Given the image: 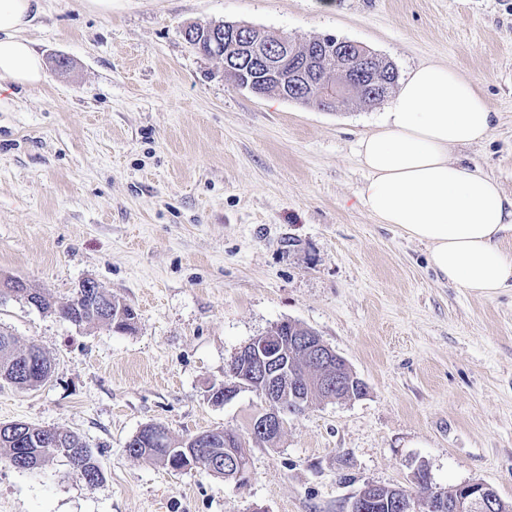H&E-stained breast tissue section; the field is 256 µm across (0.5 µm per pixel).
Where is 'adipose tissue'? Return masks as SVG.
Returning <instances> with one entry per match:
<instances>
[{
    "label": "adipose tissue",
    "instance_id": "adipose-tissue-1",
    "mask_svg": "<svg viewBox=\"0 0 512 512\" xmlns=\"http://www.w3.org/2000/svg\"><path fill=\"white\" fill-rule=\"evenodd\" d=\"M42 0H0V77L39 87L45 61L25 33ZM496 114L477 81L421 63L391 97L378 130L358 141L367 177L359 202L379 224L395 225L426 246L432 270L468 294L493 298L512 289V198L480 168L451 161L457 147L487 140Z\"/></svg>",
    "mask_w": 512,
    "mask_h": 512
}]
</instances>
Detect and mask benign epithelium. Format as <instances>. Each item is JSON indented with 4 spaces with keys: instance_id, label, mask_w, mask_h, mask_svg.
I'll list each match as a JSON object with an SVG mask.
<instances>
[{
    "instance_id": "obj_1",
    "label": "benign epithelium",
    "mask_w": 512,
    "mask_h": 512,
    "mask_svg": "<svg viewBox=\"0 0 512 512\" xmlns=\"http://www.w3.org/2000/svg\"><path fill=\"white\" fill-rule=\"evenodd\" d=\"M224 34V42L231 53L225 56L224 76L236 86L255 94L262 90L254 85V76L240 67V62L250 60L258 66L267 83L276 87L280 97H300L299 88L310 82L316 71L309 66L324 55L323 45L309 46L305 58L296 67L285 69L278 58L288 54L290 43L283 35L249 25L232 22L214 23L206 27L188 26L183 35L187 42L203 48L208 42L218 45L217 33ZM322 99L332 103L350 96L357 83L353 61H344L336 70L319 79ZM77 301L87 308L102 307V302L112 301V296L102 293L99 286L90 280L83 282L76 295ZM297 351L317 369L316 376L302 379L283 366V357L288 350ZM231 381L224 382L220 390L227 402L243 389L254 391L262 399L264 407L253 421L252 433L279 438L286 426L284 403L288 399L300 404L315 389L322 390L329 400L351 397L345 386L357 382L346 360L328 346L322 338L310 333L299 336H275L266 333L253 338L234 356L230 365ZM244 450L226 448L224 456L211 459V469H224L237 480L245 479ZM425 512L448 509V512H494L498 508L495 490L482 482L463 484L455 489L451 499L441 493L420 503Z\"/></svg>"
}]
</instances>
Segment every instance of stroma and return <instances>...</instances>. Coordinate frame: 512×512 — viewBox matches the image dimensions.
<instances>
[{
	"label": "stroma",
	"mask_w": 512,
	"mask_h": 512,
	"mask_svg": "<svg viewBox=\"0 0 512 512\" xmlns=\"http://www.w3.org/2000/svg\"><path fill=\"white\" fill-rule=\"evenodd\" d=\"M222 21L478 81L496 127L451 156L512 197V0H113L108 16L44 0L27 36L46 81L0 109V280L64 301L90 279L137 319L117 332L0 297V329L52 362L41 386L0 382V423L76 433L104 474L0 457V512H350L370 484L422 497V468L432 490L479 481L512 503V292L463 293L359 205L357 141L384 104L323 111L238 88L182 35ZM288 320L367 392L313 401L264 443L255 392H209ZM148 424L175 440L235 431L245 482L131 457Z\"/></svg>",
	"instance_id": "stroma-1"
}]
</instances>
